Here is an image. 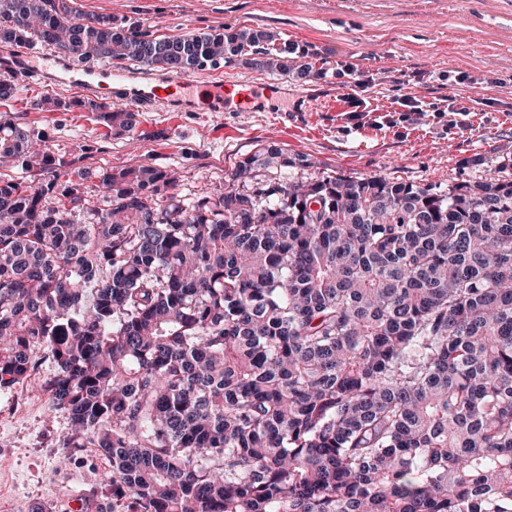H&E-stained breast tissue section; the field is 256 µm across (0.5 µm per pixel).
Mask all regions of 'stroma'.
Returning <instances> with one entry per match:
<instances>
[{
    "mask_svg": "<svg viewBox=\"0 0 512 512\" xmlns=\"http://www.w3.org/2000/svg\"><path fill=\"white\" fill-rule=\"evenodd\" d=\"M114 26L179 36L212 28L277 33L294 67L320 78L276 76L281 92L263 112H143L132 134L113 135L79 108L82 90L40 79L52 47L16 48L28 68L2 72L17 92L0 101L12 121L40 132L76 168L124 167L130 159L180 176L200 194L239 160L275 145L301 153L310 174L390 175L417 185L489 176L512 158V0H76ZM48 95L69 110L39 112ZM51 366L0 393V512H112L107 466L70 431L49 393Z\"/></svg>",
    "mask_w": 512,
    "mask_h": 512,
    "instance_id": "obj_1",
    "label": "stroma"
}]
</instances>
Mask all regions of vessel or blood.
<instances>
[{
    "instance_id": "b4317fda",
    "label": "vessel or blood",
    "mask_w": 512,
    "mask_h": 512,
    "mask_svg": "<svg viewBox=\"0 0 512 512\" xmlns=\"http://www.w3.org/2000/svg\"><path fill=\"white\" fill-rule=\"evenodd\" d=\"M65 82L80 85L86 95L108 103L112 88H123L122 101L149 112L163 106L168 112H258L270 95L271 83L211 82L169 75L156 84L135 83V71L109 65H69Z\"/></svg>"
}]
</instances>
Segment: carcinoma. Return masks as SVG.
Returning a JSON list of instances; mask_svg holds the SVG:
<instances>
[{"instance_id":"cac0c4a2","label":"carcinoma","mask_w":512,"mask_h":512,"mask_svg":"<svg viewBox=\"0 0 512 512\" xmlns=\"http://www.w3.org/2000/svg\"><path fill=\"white\" fill-rule=\"evenodd\" d=\"M276 41L0 0L1 46L82 63L286 75ZM0 163L54 172L0 180V391L48 360L68 447L108 463L121 512H512V164L437 191L308 178L269 145L188 197L136 161L73 170L8 119Z\"/></svg>"}]
</instances>
